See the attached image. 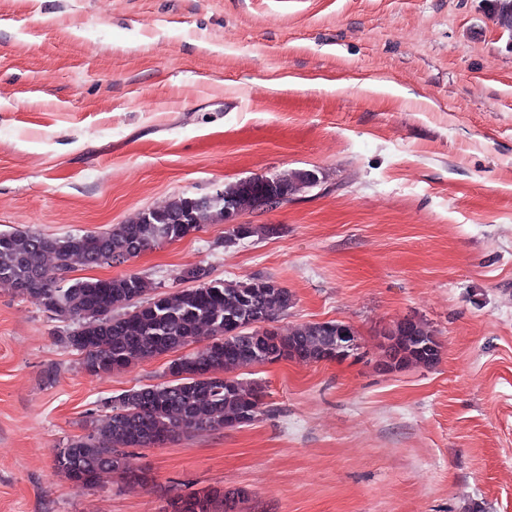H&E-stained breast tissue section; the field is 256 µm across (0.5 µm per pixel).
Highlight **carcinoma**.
Here are the masks:
<instances>
[{
  "label": "carcinoma",
  "mask_w": 512,
  "mask_h": 512,
  "mask_svg": "<svg viewBox=\"0 0 512 512\" xmlns=\"http://www.w3.org/2000/svg\"><path fill=\"white\" fill-rule=\"evenodd\" d=\"M496 23L512 31V0H492ZM314 170H294L269 178L240 180L224 186L220 203L179 197L160 208L116 224L102 234L44 236L0 232V284H6L44 310L76 323L59 343L81 356L91 375L110 374L128 365L177 352L207 332L196 352L169 363L172 380L128 390L105 403V414L92 431L54 452L58 473L78 486L97 483L104 472L121 476L128 486L152 482L146 470L129 466L125 449L151 448L203 430L248 425L261 414L263 388L232 371L297 359L319 362L350 349L336 344V322L301 324L282 334L273 326L293 304V295L274 280L253 278L224 282L196 266L182 277L205 285L160 292L137 274L66 283L73 260L88 266L131 259L163 242L199 230L224 207L256 208L267 197H288L314 186ZM125 313L118 314L116 310ZM383 347L384 364L396 370L438 360L434 335L416 322L397 323ZM170 512H235V494L205 488L170 500Z\"/></svg>",
  "instance_id": "cac0c4a2"
}]
</instances>
